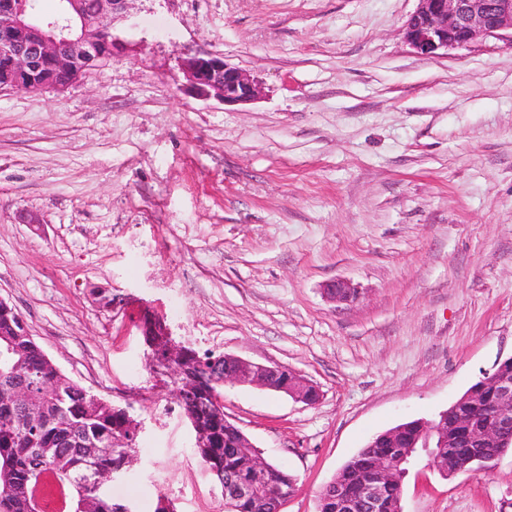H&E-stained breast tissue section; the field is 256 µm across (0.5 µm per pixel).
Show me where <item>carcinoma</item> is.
Listing matches in <instances>:
<instances>
[{"mask_svg":"<svg viewBox=\"0 0 512 512\" xmlns=\"http://www.w3.org/2000/svg\"><path fill=\"white\" fill-rule=\"evenodd\" d=\"M207 357L199 356L187 348L181 355V366L188 373L199 371ZM52 375L40 353L34 347L23 348L21 363L17 366L0 365V389L13 385L25 377L33 382ZM126 423L123 409L112 403L85 394L80 390L51 397L44 402V425L37 433L28 431L24 415L19 406L0 404V465L11 467L15 484L5 490L0 487V512H30V500L34 485L29 477L33 461V449L48 450L45 464L50 472L73 479L85 476L87 465L81 449L88 446H104L120 434ZM417 421H409L393 427L399 432L397 440L388 438L383 432L370 439L365 447L346 462L330 480L329 489L323 490L319 501V512H344L340 499L351 502V512H362L360 497L363 487L378 480L379 466L386 464L391 481L383 488L380 512H402L403 481L406 476L409 457L417 454L410 447L408 437L416 428ZM201 431L205 434L206 447L196 453L209 470H222L238 480L257 482L262 485L255 498L239 501L234 508L225 512H270L273 495L293 496L296 478L288 472L273 466L263 471L257 468L255 455L246 448H235L236 435L224 426V413L213 409L205 418ZM136 447L109 448L100 455L95 466L103 470L120 471ZM475 444L460 448H438L436 455L447 460L441 473L453 476L470 471L478 466L472 460ZM92 512H125L126 503L102 499L93 490L86 491Z\"/></svg>","mask_w":512,"mask_h":512,"instance_id":"cac0c4a2","label":"carcinoma"}]
</instances>
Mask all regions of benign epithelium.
I'll return each mask as SVG.
<instances>
[{
  "mask_svg": "<svg viewBox=\"0 0 512 512\" xmlns=\"http://www.w3.org/2000/svg\"><path fill=\"white\" fill-rule=\"evenodd\" d=\"M53 18L27 15L18 10L14 0H0V57L8 63V72L0 79V90L61 93L78 82L89 70L112 60V48L105 43V33L113 15L126 8L128 0H98L93 17L82 14L79 0ZM405 39L422 55L435 57L448 51L467 47L480 36L507 38L512 42V0H418V8L405 23ZM187 79V88L204 98H215L234 106L254 100L258 85L236 67L228 65L224 56L215 53L195 54L180 60ZM324 293L336 302H352L357 292L345 280L325 285ZM181 345L171 342L167 354H155V363L170 369ZM212 367L194 380L192 390H207L213 371L222 373L224 383L248 385L282 392L297 402L311 406L320 393L314 383L279 364H260L242 357L222 353L209 359ZM490 380V398L497 409L496 417L479 427L460 414L456 419L457 434L476 444L501 443L502 435L512 428V378L496 369L486 373ZM13 398L28 406L27 421L39 424L38 398L23 381L13 387ZM426 450L427 465L436 467L439 458L433 448H453L445 442L439 426L423 420L414 435L411 447ZM224 493V503L233 504L250 499L256 488L213 471Z\"/></svg>",
  "mask_w": 512,
  "mask_h": 512,
  "instance_id": "1",
  "label": "benign epithelium"
}]
</instances>
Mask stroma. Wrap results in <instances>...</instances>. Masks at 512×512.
Wrapping results in <instances>:
<instances>
[{"instance_id":"stroma-1","label":"stroma","mask_w":512,"mask_h":512,"mask_svg":"<svg viewBox=\"0 0 512 512\" xmlns=\"http://www.w3.org/2000/svg\"><path fill=\"white\" fill-rule=\"evenodd\" d=\"M418 0H130L111 61L64 93L0 92V297L92 394L141 421L115 500L224 512L143 325L288 367L318 403L224 388V414L319 495L375 435L447 410L512 357V44L429 58ZM260 86L227 106L181 57ZM25 211L44 222L32 229ZM353 304L328 299L333 280ZM403 512H512V452L416 465ZM187 88L204 98H215L224 105H241L254 100L258 85L236 67L229 66L221 54L190 55L180 60Z\"/></svg>"}]
</instances>
